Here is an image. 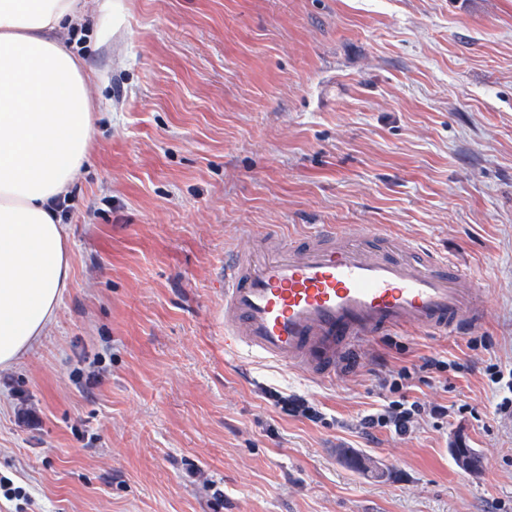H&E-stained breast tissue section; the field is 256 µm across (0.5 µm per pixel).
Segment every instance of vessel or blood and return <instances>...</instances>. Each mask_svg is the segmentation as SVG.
I'll use <instances>...</instances> for the list:
<instances>
[{
	"mask_svg": "<svg viewBox=\"0 0 512 512\" xmlns=\"http://www.w3.org/2000/svg\"><path fill=\"white\" fill-rule=\"evenodd\" d=\"M224 346L327 377L359 336L422 326L442 336L480 327L467 272L420 247H361L334 226L262 251L235 247L224 262Z\"/></svg>",
	"mask_w": 512,
	"mask_h": 512,
	"instance_id": "b4317fda",
	"label": "vessel or blood"
}]
</instances>
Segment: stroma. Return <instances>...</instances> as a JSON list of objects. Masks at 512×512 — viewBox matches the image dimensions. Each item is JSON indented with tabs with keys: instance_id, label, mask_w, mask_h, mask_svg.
<instances>
[{
	"instance_id": "stroma-1",
	"label": "stroma",
	"mask_w": 512,
	"mask_h": 512,
	"mask_svg": "<svg viewBox=\"0 0 512 512\" xmlns=\"http://www.w3.org/2000/svg\"><path fill=\"white\" fill-rule=\"evenodd\" d=\"M60 31L94 134L61 223L72 283L0 370V512H512V0H114ZM372 226L482 282L471 336L354 340L320 378L224 348L231 246ZM448 415L402 438L384 381ZM299 396L319 414L286 413ZM462 436L479 469L461 470ZM376 458V477L352 456Z\"/></svg>"
}]
</instances>
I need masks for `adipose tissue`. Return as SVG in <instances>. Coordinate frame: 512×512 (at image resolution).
Wrapping results in <instances>:
<instances>
[{
  "label": "adipose tissue",
  "mask_w": 512,
  "mask_h": 512,
  "mask_svg": "<svg viewBox=\"0 0 512 512\" xmlns=\"http://www.w3.org/2000/svg\"><path fill=\"white\" fill-rule=\"evenodd\" d=\"M80 18V0H0V368L43 335L71 279L55 204L86 159L92 107L54 34Z\"/></svg>",
  "instance_id": "obj_1"
}]
</instances>
